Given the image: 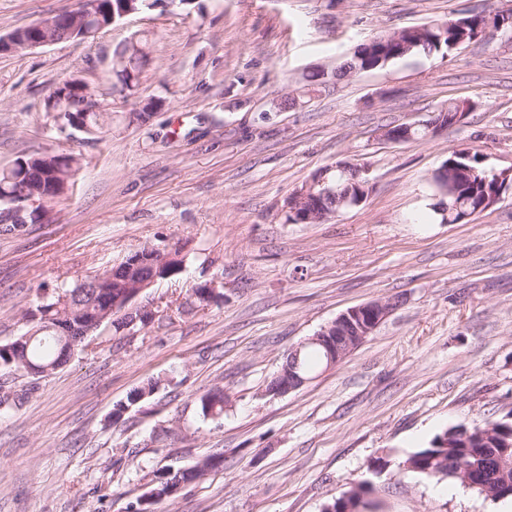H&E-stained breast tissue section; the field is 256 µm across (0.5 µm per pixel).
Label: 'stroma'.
I'll use <instances>...</instances> for the list:
<instances>
[{"label":"stroma","mask_w":512,"mask_h":512,"mask_svg":"<svg viewBox=\"0 0 512 512\" xmlns=\"http://www.w3.org/2000/svg\"><path fill=\"white\" fill-rule=\"evenodd\" d=\"M85 0H0V37ZM512 0H161L88 40L0 52V170L21 156L82 159L52 210L0 232V344L27 329L38 286L95 275L134 251L181 252L143 290V327H102L55 372L0 370V512H129L153 470L224 454L153 512H324L361 482L375 512H512L460 481L408 471L435 435L512 411V188L441 222L431 177L467 148L512 172V36L416 54L335 79L373 36ZM147 41L133 89L102 80L117 46ZM82 79L112 129L57 131L46 109ZM164 104L143 124L139 103ZM470 103L456 126L391 143L382 129ZM368 169L360 206L295 224L286 200L336 162ZM217 281L222 301L195 303ZM397 305L347 359L271 396L289 349L348 308ZM158 390L113 421L148 380ZM223 387L224 414L200 400Z\"/></svg>","instance_id":"obj_1"}]
</instances>
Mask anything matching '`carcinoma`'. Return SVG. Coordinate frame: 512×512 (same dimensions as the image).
Wrapping results in <instances>:
<instances>
[{"instance_id":"cac0c4a2","label":"carcinoma","mask_w":512,"mask_h":512,"mask_svg":"<svg viewBox=\"0 0 512 512\" xmlns=\"http://www.w3.org/2000/svg\"><path fill=\"white\" fill-rule=\"evenodd\" d=\"M96 9L87 14L85 27L96 29L111 23L112 18H120L123 11H148L150 7L144 0H96ZM512 32V10L498 11L488 14H467L454 18V24L442 31L432 24L419 28H407L392 32L399 36L398 42L388 40L389 34H382L373 40L358 46L349 60L340 67L339 72L347 73L355 68H380L410 54L416 53H448L456 47L471 42L485 32ZM16 34L25 38H43L45 36L67 39L71 34L57 17L44 19L27 27L16 30ZM149 62L148 53L136 41L113 51L112 67L118 77L128 88L134 87L139 79L142 68ZM89 95L82 80H67L57 87L50 95L47 108L54 113L55 123L59 132L64 133L77 127L85 128L83 134L91 138H100L107 132V125L99 121L95 112L88 110ZM460 103L450 100L444 103L436 113L443 118L448 127L457 125L456 117ZM466 158L455 155L448 156V174L434 172L433 182L439 192L447 197L440 202L438 211L441 220L450 224L456 223L464 214L478 215L490 207V191L493 189L494 178L484 165L477 152L462 150ZM78 167L77 158L67 153H41L18 158L12 167L0 171V211L10 212L15 206L14 193L18 184L26 183L36 188L41 184H53L59 193H64L68 184L74 179ZM329 182L335 187L336 196L330 198L328 207L341 211L342 195L353 189L350 177L340 171L329 174ZM76 284L61 286L47 292L41 286L37 289V305L35 311L40 313L36 325L24 331L17 339L21 347L0 345V368L19 370L22 367L17 358L22 357L30 363L44 368L56 365L61 359L64 346L63 335L57 329L60 312L66 310L61 303L62 296H68L74 313L79 319H86L105 307L103 301L91 303L89 296L80 299L73 297ZM326 367L324 349L319 345L310 344L300 354V373L311 377L315 372ZM158 382L149 381L132 390L126 401L115 406L112 417L120 420L122 414L130 407L137 405L153 395ZM203 416L219 418L224 414V390L216 388L201 398ZM512 443V422L474 420L468 425H459L437 434L428 448H422L409 456L405 461L408 470L426 477L444 480H463L465 470L476 466L487 471L490 477L485 489L476 492L492 500L512 499V447L503 448L504 442ZM224 453L216 452L207 456L200 467L181 472L185 482L200 477L204 469L222 466ZM372 489L359 484L349 493L338 498L331 504L334 512H343L349 508L351 512H362L371 507L368 500Z\"/></svg>"}]
</instances>
